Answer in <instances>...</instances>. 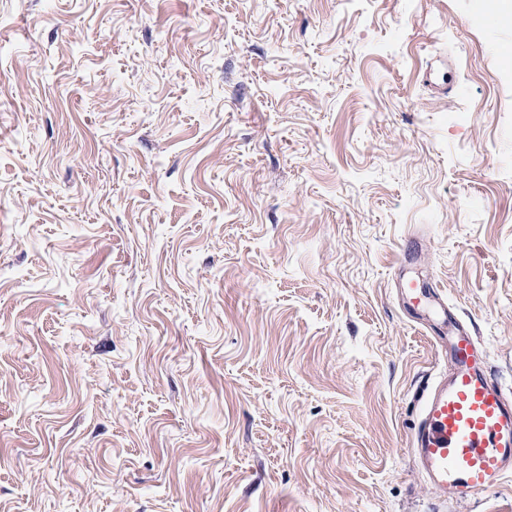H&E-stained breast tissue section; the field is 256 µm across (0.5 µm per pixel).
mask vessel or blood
<instances>
[{
	"instance_id": "1",
	"label": "vessel or blood",
	"mask_w": 512,
	"mask_h": 512,
	"mask_svg": "<svg viewBox=\"0 0 512 512\" xmlns=\"http://www.w3.org/2000/svg\"><path fill=\"white\" fill-rule=\"evenodd\" d=\"M433 339L450 369L423 400L411 448L441 498L471 499L512 475V398L465 326L434 328Z\"/></svg>"
}]
</instances>
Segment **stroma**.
<instances>
[{"label":"stroma","mask_w":512,"mask_h":512,"mask_svg":"<svg viewBox=\"0 0 512 512\" xmlns=\"http://www.w3.org/2000/svg\"><path fill=\"white\" fill-rule=\"evenodd\" d=\"M497 0H0V512H512L410 448L512 395ZM402 294L406 298H414L418 302H422L423 308L430 305L432 302L436 306V308L440 309L441 312L446 314V308L443 303H441L440 298L437 296L435 292L431 293L430 291H426L424 285H420L419 283L413 280H406L402 283ZM441 323L430 328L450 369L424 397L411 448L441 498L471 499L512 474V400L470 331L458 322L448 329V315Z\"/></svg>","instance_id":"35a3bbf8"}]
</instances>
